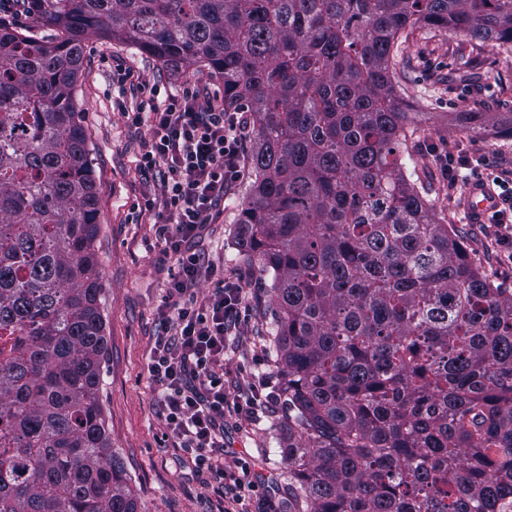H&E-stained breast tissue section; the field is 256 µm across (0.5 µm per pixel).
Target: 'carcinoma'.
Wrapping results in <instances>:
<instances>
[{
  "instance_id": "carcinoma-1",
  "label": "carcinoma",
  "mask_w": 512,
  "mask_h": 512,
  "mask_svg": "<svg viewBox=\"0 0 512 512\" xmlns=\"http://www.w3.org/2000/svg\"><path fill=\"white\" fill-rule=\"evenodd\" d=\"M0 27V512H139L106 430L98 201L74 88L92 35L207 66L249 113L241 260L271 278L290 512H512V293L410 180L391 59L512 45V0H55ZM476 136L512 113L461 112ZM45 1L46 0H0V24L4 26L13 25L14 20L19 18L18 23L13 25L17 30L21 29V32L43 40L54 38L55 34H57V29L49 22L48 15L50 7L48 8V12L38 22L30 20L42 16Z\"/></svg>"
}]
</instances>
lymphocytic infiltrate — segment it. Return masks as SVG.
Listing matches in <instances>:
<instances>
[{"mask_svg":"<svg viewBox=\"0 0 512 512\" xmlns=\"http://www.w3.org/2000/svg\"><path fill=\"white\" fill-rule=\"evenodd\" d=\"M122 115L129 127L149 132L139 145V170H164L160 195L146 199L145 208L154 214L162 257L173 271L161 309L166 331L156 337L147 363L160 393L166 436L191 456L206 485L240 503L255 486L246 462L235 473L224 465V416L257 412L272 399L261 381L250 383L243 396L224 389L225 342L247 325L248 308L240 285L221 277L209 295L197 296L195 286L210 267L196 244L244 176L250 123L246 113L202 106L192 94L171 95ZM438 161L442 173L459 167L469 179L486 177L499 188L501 206L489 222L501 229V244L512 245V169L480 153L457 159L444 152Z\"/></svg>","mask_w":512,"mask_h":512,"instance_id":"1","label":"lymphocytic infiltrate"}]
</instances>
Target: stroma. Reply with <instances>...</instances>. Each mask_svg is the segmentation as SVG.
Instances as JSON below:
<instances>
[{"instance_id":"1","label":"stroma","mask_w":512,"mask_h":512,"mask_svg":"<svg viewBox=\"0 0 512 512\" xmlns=\"http://www.w3.org/2000/svg\"><path fill=\"white\" fill-rule=\"evenodd\" d=\"M119 65L132 73L122 88L112 82V70ZM392 72L400 94L423 115L419 131L407 141L418 164L414 179L422 195L441 223L454 225L471 259L497 285L512 289V264L492 230L464 221L465 184L448 185L436 156L442 148L465 155L476 147L512 168V137H474L448 124L452 112L512 113V47L446 30L416 35L395 51ZM155 85L194 93L205 106L224 102V83L208 68L174 72L128 43L89 40L74 97L98 196L94 248L102 273L100 302L107 339L102 405L112 446L136 490L140 512H224L223 500L200 481L190 460L169 448L157 387L147 371V352L164 331L159 312L170 265L161 259L152 224H137L133 218L144 202L145 188L160 186L163 171H137L139 143L148 131L130 129L119 103L148 101ZM252 180V173H245L225 199L220 218L199 242L225 276L242 275L244 302L251 310L244 334L229 337L226 344L224 387L231 393L247 380L262 378L272 387L278 383L268 281L238 258V217ZM287 415L279 401L272 410L224 420L225 464L246 460L259 496L274 500L280 512L288 510L286 465L280 454L281 442L288 439Z\"/></svg>"}]
</instances>
